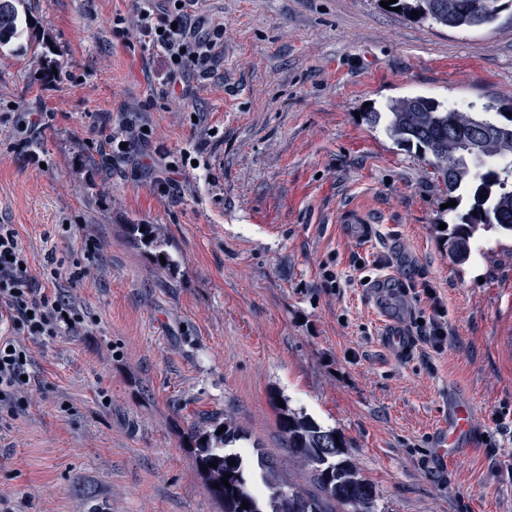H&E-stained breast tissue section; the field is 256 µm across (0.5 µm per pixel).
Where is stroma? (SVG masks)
Returning a JSON list of instances; mask_svg holds the SVG:
<instances>
[{
    "instance_id": "obj_1",
    "label": "stroma",
    "mask_w": 512,
    "mask_h": 512,
    "mask_svg": "<svg viewBox=\"0 0 512 512\" xmlns=\"http://www.w3.org/2000/svg\"><path fill=\"white\" fill-rule=\"evenodd\" d=\"M199 6L224 21V62L171 98L162 59L112 33L134 0H31L57 64L48 79L32 53H0V224L15 225L33 272L51 255L90 269L61 286L85 334L31 348L29 405L0 432V512H222L183 438L208 417L232 419L313 490L275 394L344 436L378 512H512V237L480 229L469 260L450 261L447 192L424 157L360 118L410 96L511 107L512 9L454 30L379 0ZM20 112L54 115L26 148ZM124 116L154 134L106 161L98 127ZM161 151L190 158L166 197L141 170ZM349 211L369 242L345 232ZM130 224L156 226L176 272ZM379 276L438 289L453 332L442 353L383 348L367 285ZM452 390L473 403L479 448L443 465L431 450Z\"/></svg>"
}]
</instances>
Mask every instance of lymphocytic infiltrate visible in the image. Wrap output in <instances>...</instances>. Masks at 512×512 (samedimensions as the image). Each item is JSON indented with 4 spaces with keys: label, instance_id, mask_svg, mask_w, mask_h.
I'll list each match as a JSON object with an SVG mask.
<instances>
[{
    "label": "lymphocytic infiltrate",
    "instance_id": "lymphocytic-infiltrate-1",
    "mask_svg": "<svg viewBox=\"0 0 512 512\" xmlns=\"http://www.w3.org/2000/svg\"><path fill=\"white\" fill-rule=\"evenodd\" d=\"M196 0H136L135 25L145 45L157 51L165 66L163 85L186 75L210 77L224 60V25L194 12ZM26 250L14 225L0 224V317L9 328L0 334V421L13 420L29 383L24 376L29 343L78 336L85 328L80 306L62 296L61 283L77 285L89 275L79 261L48 258L41 275L28 269ZM419 292L429 315L417 334L433 351H443L452 331L447 309L436 287L422 281Z\"/></svg>",
    "mask_w": 512,
    "mask_h": 512
}]
</instances>
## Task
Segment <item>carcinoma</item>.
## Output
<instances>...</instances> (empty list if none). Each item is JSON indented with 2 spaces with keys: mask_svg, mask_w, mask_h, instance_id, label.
Returning a JSON list of instances; mask_svg holds the SVG:
<instances>
[{
  "mask_svg": "<svg viewBox=\"0 0 512 512\" xmlns=\"http://www.w3.org/2000/svg\"><path fill=\"white\" fill-rule=\"evenodd\" d=\"M25 2L0 0V52L16 43L36 51L44 43L35 32V23L22 10ZM511 6L512 0H397L392 4L408 18L416 11L418 20L452 29L490 25ZM364 119L372 128L383 126L398 145L413 147L427 157L448 199L458 206L469 202L445 237L448 258L465 263L471 239L485 226L496 225L512 235V163L491 164L500 158L512 159V115L459 111L432 98L413 96L392 100L383 110L372 106ZM126 230L144 249L164 257L163 268H178L152 225L128 224ZM271 402L288 453L310 468L318 492L305 494L284 484L260 447H254L250 456L233 448L246 439L239 428L227 419L222 424L210 421L189 428L185 438L209 493L223 505L224 512H377L376 488L360 473L336 429L288 406H278L280 399L275 396ZM223 426L226 430L216 434ZM335 437L333 455L328 462L319 463V449ZM212 462L216 466H210ZM226 474L229 479L224 484ZM243 503L248 508H242Z\"/></svg>",
  "mask_w": 512,
  "mask_h": 512,
  "instance_id": "obj_1",
  "label": "carcinoma"
}]
</instances>
